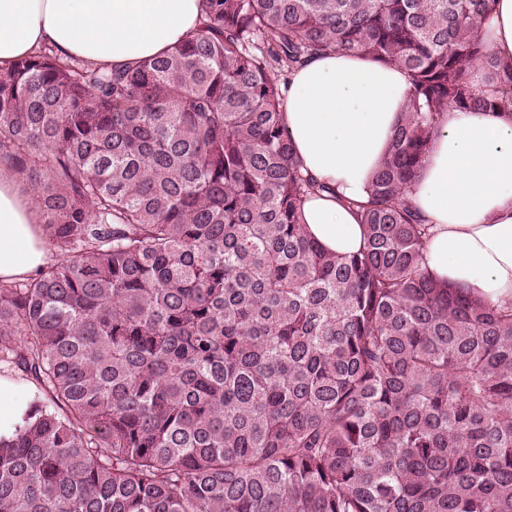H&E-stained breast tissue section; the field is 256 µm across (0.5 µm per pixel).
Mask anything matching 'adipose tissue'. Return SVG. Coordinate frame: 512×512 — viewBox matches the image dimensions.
I'll use <instances>...</instances> for the list:
<instances>
[{"label": "adipose tissue", "mask_w": 512, "mask_h": 512, "mask_svg": "<svg viewBox=\"0 0 512 512\" xmlns=\"http://www.w3.org/2000/svg\"><path fill=\"white\" fill-rule=\"evenodd\" d=\"M201 27L198 0H0V67L52 45L64 57L118 67L162 55ZM479 34L512 62V0H496ZM282 126L305 172L324 183L302 206L308 233L346 255L364 228L348 208L368 196L411 97L406 73L361 54L318 56L288 73ZM427 219L425 270L494 304L512 303V109L439 117L407 190ZM32 198L0 174V280L50 260Z\"/></svg>", "instance_id": "1"}]
</instances>
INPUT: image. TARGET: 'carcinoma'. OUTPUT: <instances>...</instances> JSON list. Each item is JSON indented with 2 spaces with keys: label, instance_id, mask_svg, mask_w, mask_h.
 <instances>
[{
  "label": "carcinoma",
  "instance_id": "obj_1",
  "mask_svg": "<svg viewBox=\"0 0 512 512\" xmlns=\"http://www.w3.org/2000/svg\"><path fill=\"white\" fill-rule=\"evenodd\" d=\"M199 4L163 55L0 69V164L52 254L0 281V366L33 391L0 512H512V304L426 274L406 195L440 113L512 103L491 0ZM338 51L412 86L344 257L301 224L327 186L279 79Z\"/></svg>",
  "mask_w": 512,
  "mask_h": 512
}]
</instances>
